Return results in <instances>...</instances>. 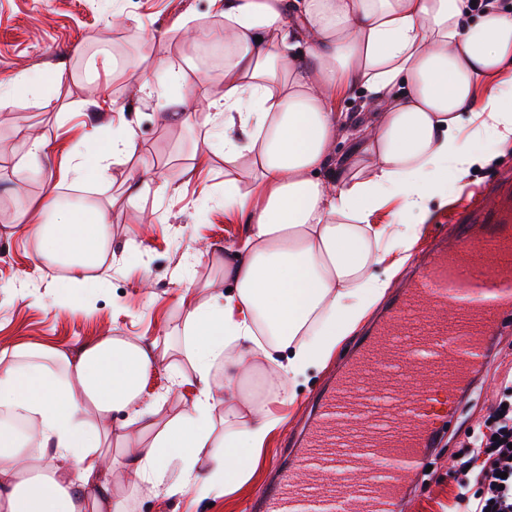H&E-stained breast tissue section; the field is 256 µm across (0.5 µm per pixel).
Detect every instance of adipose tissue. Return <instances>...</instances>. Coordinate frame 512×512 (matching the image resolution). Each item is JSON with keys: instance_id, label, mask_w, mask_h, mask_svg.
I'll use <instances>...</instances> for the list:
<instances>
[{"instance_id": "ef3b65f1", "label": "adipose tissue", "mask_w": 512, "mask_h": 512, "mask_svg": "<svg viewBox=\"0 0 512 512\" xmlns=\"http://www.w3.org/2000/svg\"><path fill=\"white\" fill-rule=\"evenodd\" d=\"M212 4L231 46L213 126L225 168L248 159L253 188L224 183L225 209L246 224L240 246L224 250L227 293L203 301L190 281L179 297L198 394L165 421L141 406L157 357L130 338L0 349V512H125L103 452L115 433L133 437L126 468L167 495L238 482L240 449L260 453L279 425L264 403L241 397L243 378L265 360L278 366L274 387L291 389L330 360L409 259L418 228L407 217L441 194L444 167L463 178L481 161L464 123L512 146V85L500 81L512 70V11L496 0L478 10L471 0ZM354 91L383 105L363 125L336 109ZM345 136L362 144L349 173L336 155ZM136 148L120 119L107 146L91 141L76 154L69 176H103L106 160ZM394 198L395 223H373ZM58 207L48 190L18 230L70 286L87 284L112 249L107 215L81 206L46 223ZM380 264L383 279L372 272ZM120 413L125 421L113 425Z\"/></svg>"}]
</instances>
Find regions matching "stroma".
Here are the masks:
<instances>
[{"label":"stroma","mask_w":512,"mask_h":512,"mask_svg":"<svg viewBox=\"0 0 512 512\" xmlns=\"http://www.w3.org/2000/svg\"><path fill=\"white\" fill-rule=\"evenodd\" d=\"M186 13L191 22L178 28L177 19ZM223 27L224 17L210 0H0V80L22 73L46 77L38 96L0 105V227L16 223L53 186L63 196H92L106 209L112 233L102 281L91 290L60 288L53 268L23 236L0 239V346L29 342L76 349L104 334L155 343L157 364L144 381L141 402L158 407L164 420L189 406L196 394L195 385L174 382L171 368L175 344L167 334L184 323L181 287L192 279L201 284L200 299L212 296L209 282L224 280L225 248L241 244L244 236L243 224L224 209L222 156H210L193 179L184 174L196 146L213 131L208 103L224 93L218 73L204 74L194 66L188 54L192 35ZM158 55L181 70L189 86L201 88L186 121L170 117L180 90L147 95L140 89ZM45 96L55 101L52 111L40 106ZM116 110L131 121L138 152L107 161L103 179L71 186L63 172L77 142L87 136L109 142ZM23 129L45 141L38 161L25 159ZM478 147L486 163L463 180L449 170L443 195L428 203L420 238L440 231L451 209L474 188L512 170V146L501 147L485 136ZM18 162L26 174L22 181L14 172ZM153 165L164 170L172 191L159 195L148 185L138 197H129L131 177ZM354 342L347 337L325 366L311 369L295 398L277 392L268 396L269 410L283 424L226 494L211 501L194 490L170 497L144 483L131 512H244L270 479L287 430L305 418L310 398L325 387ZM510 377L512 344L504 342L460 418L441 423L424 468L411 472L404 494L407 512H453L459 489L449 472L467 452V430L481 427Z\"/></svg>","instance_id":"35a3bbf8"}]
</instances>
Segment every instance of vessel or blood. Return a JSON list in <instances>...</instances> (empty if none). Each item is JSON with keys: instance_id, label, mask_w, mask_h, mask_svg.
Returning a JSON list of instances; mask_svg holds the SVG:
<instances>
[{"instance_id": "vessel-or-blood-1", "label": "vessel or blood", "mask_w": 512, "mask_h": 512, "mask_svg": "<svg viewBox=\"0 0 512 512\" xmlns=\"http://www.w3.org/2000/svg\"><path fill=\"white\" fill-rule=\"evenodd\" d=\"M452 223V243L423 251L404 288L315 397L255 512H332L342 496L348 512H399L403 478L437 431L434 392L447 386L448 412L456 414L512 316V278L489 291L477 276L489 256L512 267V196L501 181L486 183L478 204L455 211ZM383 354L396 366L380 363Z\"/></svg>"}]
</instances>
